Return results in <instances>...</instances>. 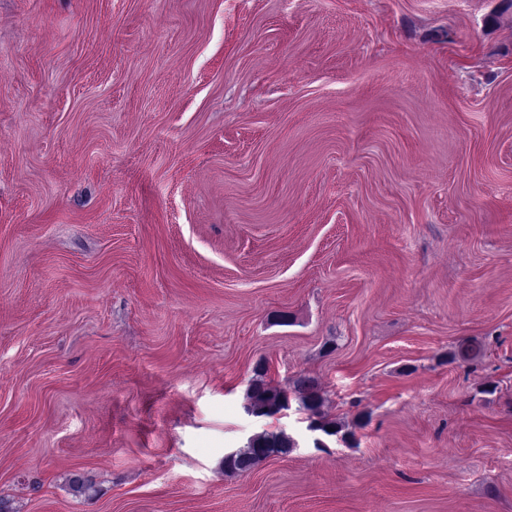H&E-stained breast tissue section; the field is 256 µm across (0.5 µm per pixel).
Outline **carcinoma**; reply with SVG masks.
<instances>
[{"instance_id":"obj_1","label":"carcinoma","mask_w":512,"mask_h":512,"mask_svg":"<svg viewBox=\"0 0 512 512\" xmlns=\"http://www.w3.org/2000/svg\"><path fill=\"white\" fill-rule=\"evenodd\" d=\"M266 369L259 366L256 378L252 380L246 399L264 416H273L290 408V395H295L299 408L314 417L317 430L326 436L340 432L336 422L327 419L322 413L324 398L317 381L306 375L293 380L292 391L288 392L264 380ZM295 447V441L284 432L262 433L252 437L247 446L224 458V471L229 473L246 472L259 462L278 454H286Z\"/></svg>"}]
</instances>
